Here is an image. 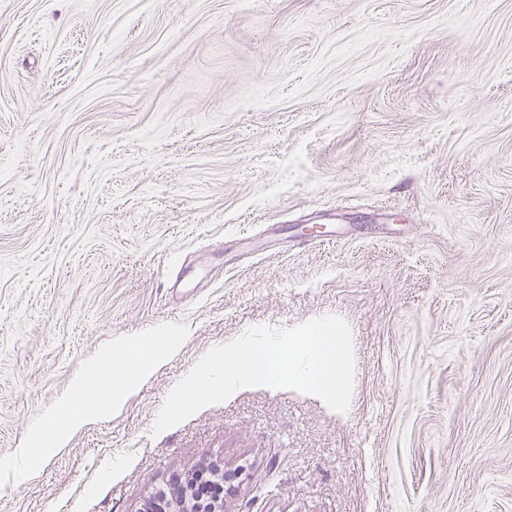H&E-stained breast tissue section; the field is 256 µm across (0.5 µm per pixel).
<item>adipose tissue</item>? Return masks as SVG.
Listing matches in <instances>:
<instances>
[{
    "instance_id": "ef3b65f1",
    "label": "adipose tissue",
    "mask_w": 512,
    "mask_h": 512,
    "mask_svg": "<svg viewBox=\"0 0 512 512\" xmlns=\"http://www.w3.org/2000/svg\"><path fill=\"white\" fill-rule=\"evenodd\" d=\"M174 336H133L105 350L76 377L72 391L19 451L32 466L62 448L76 429L101 420L140 389L176 350Z\"/></svg>"
}]
</instances>
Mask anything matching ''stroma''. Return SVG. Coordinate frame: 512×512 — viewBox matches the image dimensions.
Segmentation results:
<instances>
[{
  "label": "stroma",
  "mask_w": 512,
  "mask_h": 512,
  "mask_svg": "<svg viewBox=\"0 0 512 512\" xmlns=\"http://www.w3.org/2000/svg\"><path fill=\"white\" fill-rule=\"evenodd\" d=\"M326 315L349 411L258 386L154 433L209 350ZM126 336L181 346L0 512L208 462L224 512H512V0H0V462Z\"/></svg>",
  "instance_id": "35a3bbf8"
}]
</instances>
